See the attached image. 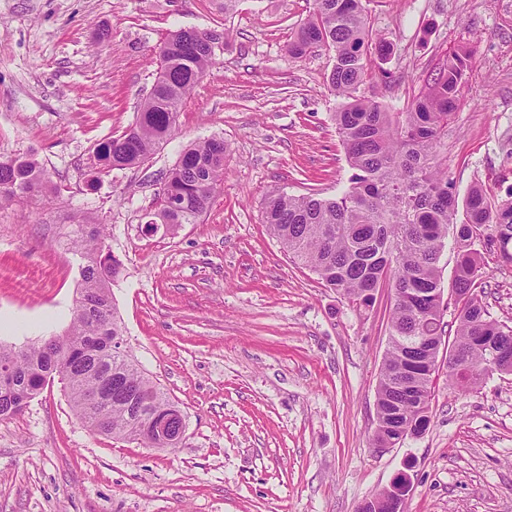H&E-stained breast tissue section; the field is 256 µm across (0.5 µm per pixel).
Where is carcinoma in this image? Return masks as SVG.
I'll return each mask as SVG.
<instances>
[{
    "label": "carcinoma",
    "instance_id": "1",
    "mask_svg": "<svg viewBox=\"0 0 512 512\" xmlns=\"http://www.w3.org/2000/svg\"><path fill=\"white\" fill-rule=\"evenodd\" d=\"M223 34L179 29L156 51V83L140 104L135 122L100 143L99 171L133 167L148 158L176 131L178 116L207 69ZM372 30L363 0H315V7L288 44L295 58L316 50L333 53L328 77L340 98L334 121L351 174L336 195H279L267 201L265 224L288 256L315 273L350 302L368 306L377 289L395 290L389 341L376 397L378 427L373 444L389 447L403 429H427L436 361L412 360L407 337L446 335L443 321L441 257L453 238L456 261L451 292L457 310L454 339L458 366L448 382L466 389L491 375L512 374V324L493 318L482 302L483 251L492 247L512 263V196L493 201L480 185L458 200L448 167L436 146L459 105L470 56L462 50L446 57L427 91L404 112H389L360 87L372 77ZM224 141L211 138L190 145L165 176L175 208L160 198L151 221L168 229L194 224L206 212L224 179ZM44 168L33 157L0 158V203L45 188ZM464 218L457 221L458 208ZM84 264L82 288L71 323L61 336L29 346L15 356L0 347V368L11 371L12 387L0 389V418L20 413L42 388L45 376L58 375L76 415L90 430L157 448L146 429L149 418L170 405L130 355L113 349L123 335L112 303L111 286L122 263L101 232L79 240ZM405 367L420 376L415 397H406L396 373Z\"/></svg>",
    "mask_w": 512,
    "mask_h": 512
}]
</instances>
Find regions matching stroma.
<instances>
[{"mask_svg":"<svg viewBox=\"0 0 512 512\" xmlns=\"http://www.w3.org/2000/svg\"><path fill=\"white\" fill-rule=\"evenodd\" d=\"M314 0H0V156L35 157L50 192L0 205V345L61 334L80 289L81 232L105 225L123 265L112 297L124 347L183 412L175 448L87 428L54 380L0 418V512H358L405 474V512H512V374L448 385L440 348L431 421L373 445L393 288L359 307L295 264L268 199L345 184L331 53H288ZM390 46L366 87L404 111L441 59L471 51L437 149L459 195L512 191V0H366ZM179 29L229 34L178 118L134 168L95 170L135 119L155 50ZM223 139L224 182L194 224L146 234L161 178L191 143ZM482 298L512 321V264L485 251Z\"/></svg>","mask_w":512,"mask_h":512,"instance_id":"35a3bbf8","label":"stroma"}]
</instances>
